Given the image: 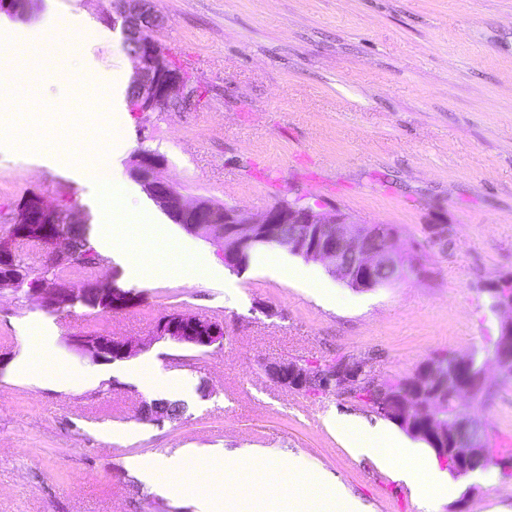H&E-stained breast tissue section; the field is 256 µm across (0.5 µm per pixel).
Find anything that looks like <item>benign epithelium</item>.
<instances>
[{
  "mask_svg": "<svg viewBox=\"0 0 512 512\" xmlns=\"http://www.w3.org/2000/svg\"><path fill=\"white\" fill-rule=\"evenodd\" d=\"M117 16L112 22H122L126 37L133 41L131 54L138 62L132 79L129 103L134 112H155L188 102L193 90L187 88L183 72L172 67L161 46L151 38L140 37L145 26L156 27L163 19L153 14L147 0H117ZM165 158L154 152H142L134 159V172L144 191L176 224L195 233H202L220 244L219 255L224 264L237 265L239 250L253 239H281L286 225H302L307 232L289 239V247L308 260L328 262L332 272L347 284L372 281L379 270L400 268L401 255L394 241H381L372 227L356 226L348 230L350 221L341 212L332 215L320 212L298 198L274 205L252 217L238 209L219 207L207 199L186 203L176 187L161 177ZM76 225L69 213L45 204L38 196L26 199L19 209L18 219L7 233L0 235V290H23L38 299L48 311H59L77 303L104 311L121 310L134 305L137 295L98 278L86 280L76 288L56 276L38 278L18 262L17 244L33 240L46 254V264L64 267L80 264L94 269L97 254L78 256L71 245L69 227ZM155 336L187 348L204 350L224 341V323L201 319L187 311L162 317L155 326ZM72 344L87 353L94 362L130 358L141 350V344L110 335L78 336ZM497 363L508 369L512 365V321L502 326L495 344ZM277 383L296 390L311 389V379L323 375L335 379L336 367L322 373L319 369L296 362L273 364L268 367ZM432 378L474 392L483 385V375L470 360H455L449 368L439 367ZM382 414H396V422L412 428L418 438L433 444L437 457L446 462L455 477L468 473L471 461L485 458L484 439L478 437L463 448H454V430L439 425L431 411L421 408L415 414L407 412L405 404L396 399L380 405Z\"/></svg>",
  "mask_w": 512,
  "mask_h": 512,
  "instance_id": "obj_1",
  "label": "benign epithelium"
}]
</instances>
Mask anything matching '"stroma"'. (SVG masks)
Here are the masks:
<instances>
[{
    "label": "stroma",
    "instance_id": "1",
    "mask_svg": "<svg viewBox=\"0 0 512 512\" xmlns=\"http://www.w3.org/2000/svg\"><path fill=\"white\" fill-rule=\"evenodd\" d=\"M102 31L45 41L50 64L18 70L0 94L11 140L0 147V234L37 195L97 229L84 188L40 166L43 155L92 145L107 159L116 134L134 154L155 151L187 201L247 215L297 197L351 222L387 224L420 270L355 289L327 264L288 247L257 245L223 281L101 274L138 293L112 312L75 305L49 312L25 292H0V512H196L193 499L225 498L253 512L269 490L250 467L224 483L177 449L262 448L304 476L328 472L362 512H422L410 489L329 433V411L369 425L386 419L365 397L298 392L269 364L363 365L372 384L415 377L442 356L473 360L486 396H464L460 414L483 427L489 476L449 478L438 512H512V375L494 347L506 309L494 288L512 284V0H149L164 18L151 36L186 75L189 107L133 112L109 107L116 73L137 62L111 17L112 0H54ZM98 93L96 110L81 101ZM31 100L19 111V100ZM324 288H309L306 271ZM187 311L224 324V343L194 350L154 337L158 320ZM52 324V354L72 374L56 388L21 374L29 346ZM142 343L136 355L96 363L76 336ZM175 398L184 414L158 425L143 402ZM144 469L128 471V458Z\"/></svg>",
    "mask_w": 512,
    "mask_h": 512
}]
</instances>
